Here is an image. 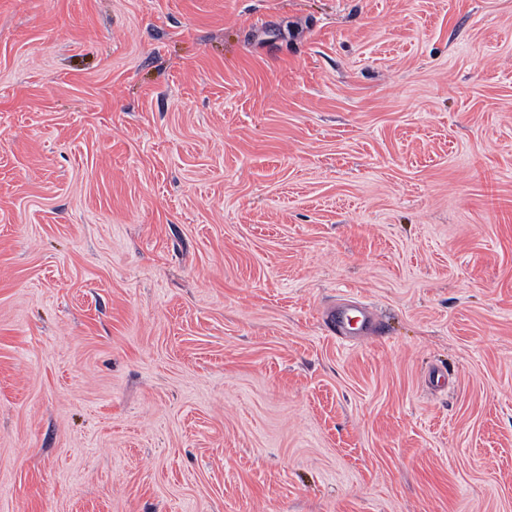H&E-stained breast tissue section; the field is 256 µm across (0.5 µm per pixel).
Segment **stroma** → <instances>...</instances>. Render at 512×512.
<instances>
[{"label": "stroma", "mask_w": 512, "mask_h": 512, "mask_svg": "<svg viewBox=\"0 0 512 512\" xmlns=\"http://www.w3.org/2000/svg\"><path fill=\"white\" fill-rule=\"evenodd\" d=\"M0 512H512V0H0ZM350 311L351 308L349 305L340 306L335 309H331L323 320L327 331L331 335L336 336L339 340H343L345 337L350 335L348 328L352 319Z\"/></svg>", "instance_id": "35a3bbf8"}]
</instances>
